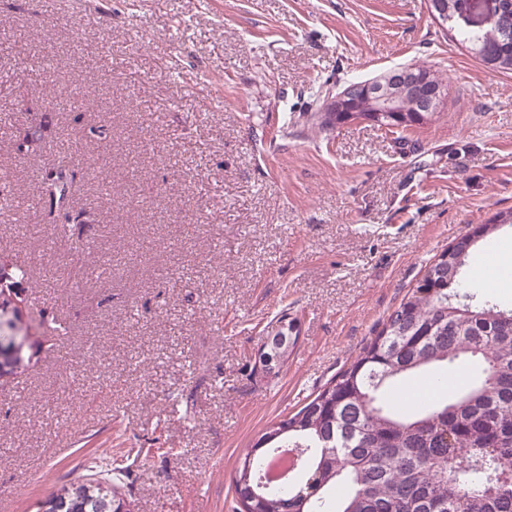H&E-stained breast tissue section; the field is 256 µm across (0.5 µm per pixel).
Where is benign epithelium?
Returning a JSON list of instances; mask_svg holds the SVG:
<instances>
[{"instance_id": "1", "label": "benign epithelium", "mask_w": 512, "mask_h": 512, "mask_svg": "<svg viewBox=\"0 0 512 512\" xmlns=\"http://www.w3.org/2000/svg\"><path fill=\"white\" fill-rule=\"evenodd\" d=\"M427 8L435 22L443 27L448 23V4L443 0H427ZM494 30L504 36L512 33V9L503 0H496L493 12ZM366 88L368 104H358L357 94ZM444 88L439 84L429 83V78L415 73V67H402L389 70L365 81L363 84L343 88L328 101L329 111L340 113L338 124L363 119L362 113L381 115L386 112H403L402 101L411 100L414 112H435L439 102L444 98ZM26 340L8 336L0 344V371L5 373L17 369L15 359L22 357ZM288 352V336L278 331L264 338L258 352L257 370L270 373L281 364L282 355Z\"/></svg>"}]
</instances>
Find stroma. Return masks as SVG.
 Returning <instances> with one entry per match:
<instances>
[{"label": "stroma", "instance_id": "stroma-1", "mask_svg": "<svg viewBox=\"0 0 512 512\" xmlns=\"http://www.w3.org/2000/svg\"><path fill=\"white\" fill-rule=\"evenodd\" d=\"M0 176L34 198L71 161L92 221L0 212L29 266L42 347L0 378V512H40L93 459H124L134 512H234L238 460L348 368L427 264L512 210V73L476 60L425 0H0ZM47 46L46 67L27 46ZM407 63L448 82L408 128L321 127L325 94ZM95 84L97 107L53 86ZM40 144L16 145L26 121ZM112 130L88 178V129ZM512 307V227L480 244ZM300 340L254 371L281 314Z\"/></svg>", "mask_w": 512, "mask_h": 512}]
</instances>
